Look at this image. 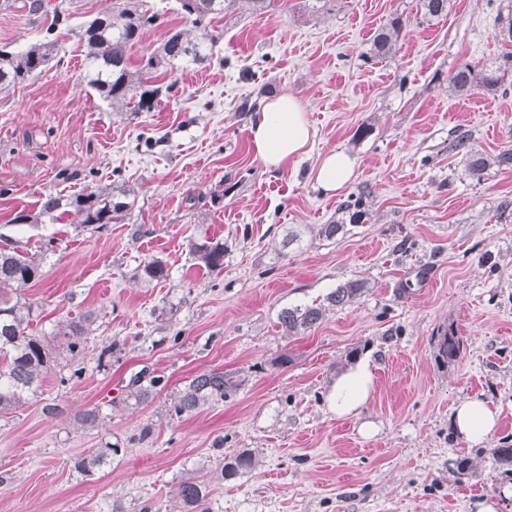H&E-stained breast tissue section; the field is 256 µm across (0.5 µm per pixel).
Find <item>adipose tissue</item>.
Masks as SVG:
<instances>
[{
    "label": "adipose tissue",
    "mask_w": 512,
    "mask_h": 512,
    "mask_svg": "<svg viewBox=\"0 0 512 512\" xmlns=\"http://www.w3.org/2000/svg\"><path fill=\"white\" fill-rule=\"evenodd\" d=\"M249 134L255 155L271 170L287 168L305 154L311 142V127L302 104L282 92L266 99L250 119ZM356 161L343 151L325 154L315 168V183L324 192L342 190L354 177ZM375 373L369 362L360 361L341 372L332 383L326 401L339 417L357 415L371 397ZM452 425L466 442L479 445L494 435L498 413L483 398L460 401L451 415Z\"/></svg>",
    "instance_id": "1"
}]
</instances>
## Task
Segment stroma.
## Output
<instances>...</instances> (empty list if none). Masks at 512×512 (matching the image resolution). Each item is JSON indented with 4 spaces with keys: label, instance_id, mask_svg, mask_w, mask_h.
Wrapping results in <instances>:
<instances>
[{
    "label": "stroma",
    "instance_id": "1",
    "mask_svg": "<svg viewBox=\"0 0 512 512\" xmlns=\"http://www.w3.org/2000/svg\"><path fill=\"white\" fill-rule=\"evenodd\" d=\"M32 2L0 0V47L25 48L51 27L59 54L0 92V234L31 250L54 244L24 291L32 335L87 312L95 322L78 354L60 353L37 393L0 413V512H178L179 481L245 449L256 466L213 483L210 512H478L488 497L512 512V474L490 455L512 443V168L476 177L464 162L512 148V85L448 91L459 68L501 56L496 16L512 0H450L430 22L420 0H328L313 15L300 0L261 15L238 0L210 60L175 73L158 106L135 116L87 86L76 36L115 0H43L36 12ZM151 3L162 16L130 49L134 62L185 26L174 0ZM396 15L406 22L397 54L366 62ZM284 91L314 137L307 154L270 170L248 116ZM332 150L355 157L356 174L325 195L312 170ZM120 187L136 196L122 223L80 231L38 215L44 194ZM358 193L363 222L316 237ZM21 212L37 225H15ZM204 233L228 247L221 272L190 253ZM152 258L166 281L136 279ZM353 279L367 286L360 298L283 336L282 309L322 303ZM449 327L463 348L444 365L434 352ZM363 356L374 392L359 416L336 417L327 390ZM213 369L239 377L238 389L171 416L184 381ZM155 376L164 387L152 402L127 400L135 380ZM476 395L499 411L479 446L450 424ZM92 408L97 423L82 425ZM365 421L374 434L361 432ZM108 442L117 455L86 479L75 461Z\"/></svg>",
    "mask_w": 512,
    "mask_h": 512
}]
</instances>
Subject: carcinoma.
Instances as JSON below:
<instances>
[{"label":"carcinoma","instance_id":"obj_1","mask_svg":"<svg viewBox=\"0 0 512 512\" xmlns=\"http://www.w3.org/2000/svg\"><path fill=\"white\" fill-rule=\"evenodd\" d=\"M237 0H175L176 11L196 32L190 38L182 30H173L153 50L143 55L137 68L131 67L128 55L131 47L159 19V12L145 7V0H120L112 10L95 17L77 32L85 48L88 85L100 98L107 101L115 112L135 115L150 112L160 102L163 92L173 84L165 79L181 66L202 64L210 59L209 50L221 37L214 22L224 18V12ZM449 0H421L426 20L431 21L448 14ZM404 22L399 16L391 18L373 36L365 52L369 61L381 62L393 57L398 50L399 35ZM58 53V39L53 29H48L43 39L21 51L0 49V91L25 82L42 71ZM512 84V50L501 60L479 70L466 65L453 75L450 90L456 96L469 94L476 88L495 91ZM468 170L480 174L487 166L512 167V149L493 156L470 155L466 159ZM132 190L116 192L91 191L71 199L49 193L42 198L40 215L54 217L59 210L73 215V223L85 229H99L117 223L127 216L135 201L130 199ZM348 214L349 223L358 224L366 215L365 202L360 196H351L341 205ZM224 240L205 234L190 243V253L199 265L210 272L224 269ZM45 254L30 253L10 239L0 246V413L19 407L28 395L35 393L50 370L55 348L66 346L69 353L78 352L82 337L88 335L94 323L92 315L70 318L57 324L54 337L47 340L28 334L33 320V307L26 301L22 289L35 282L42 272ZM140 277L145 281H162L167 278L163 261L150 259L143 263ZM366 291V283L349 280L327 296L330 306L342 307L359 298ZM325 306L307 305L284 308L279 314V325L284 335L299 336L317 325L325 315ZM463 340L454 329L448 328L437 337L435 360L446 364L456 360L461 353ZM161 377H153L149 384L133 383L126 399L141 405L157 394ZM239 383L233 376L212 370L195 376L178 391L170 412L180 417L205 406L224 401V397L237 389ZM118 448L108 443L75 462V468L85 477L97 475ZM255 465V454L244 449L227 462L216 467L215 474L205 473L179 483L175 491L176 502L182 512H208L206 501L211 484L231 479Z\"/></svg>","mask_w":512,"mask_h":512}]
</instances>
